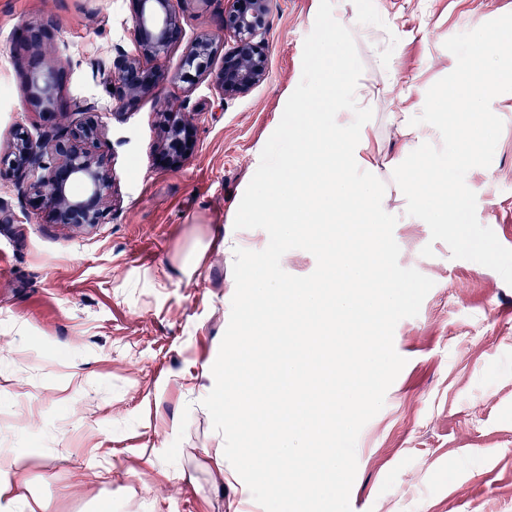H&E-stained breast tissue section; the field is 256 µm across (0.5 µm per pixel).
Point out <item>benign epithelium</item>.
I'll return each mask as SVG.
<instances>
[{"label": "benign epithelium", "mask_w": 512, "mask_h": 512, "mask_svg": "<svg viewBox=\"0 0 512 512\" xmlns=\"http://www.w3.org/2000/svg\"><path fill=\"white\" fill-rule=\"evenodd\" d=\"M198 0H135L131 19L134 51L115 50L109 72L112 118L122 122L155 85L158 72L152 63L166 56L182 39L181 12ZM224 10V31L232 43L224 49V63L216 81L220 100L249 93L268 77L269 22L272 0H229ZM212 51L209 38L187 42L183 51L182 78L190 80L208 71ZM26 97L43 106L46 129L38 139L23 130L13 134L9 150L0 154V174L29 173L34 206L49 222L83 232L102 223L112 197V165L109 157L91 146L105 126L95 107L81 104L63 125L55 111L57 81L54 70L34 68ZM162 160L178 165L193 148V130L187 112L163 114ZM79 186L76 193L73 188Z\"/></svg>", "instance_id": "7a95c632"}]
</instances>
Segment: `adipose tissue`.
<instances>
[{"label":"adipose tissue","instance_id":"1","mask_svg":"<svg viewBox=\"0 0 512 512\" xmlns=\"http://www.w3.org/2000/svg\"><path fill=\"white\" fill-rule=\"evenodd\" d=\"M463 83L474 99H488L501 87H512V55L496 66L470 61ZM458 85L449 84L438 107L418 95L414 79L399 71L376 92L357 80L343 53H333L329 68L313 66L309 85L291 106L285 131L289 147L269 159L253 190L248 223L277 225L284 239L321 224L334 231L327 255L336 286L332 295L320 288L288 287L278 264L262 250L255 251L246 276L233 282L234 287L249 289L257 320L237 338L238 359L225 395L250 411L255 433L268 435L260 451L263 467L255 476L280 500H306L311 483L299 479L298 473L309 441L327 428L348 427L367 404L366 374L377 349L373 333L397 302L396 269L379 237L381 225L391 221L374 179L383 146L367 112L378 95L403 105L392 116L399 153L389 164L399 173L397 197L417 205L416 211L405 212L404 223L450 224L455 181L447 165L435 159V139L449 134L458 144H467L491 125L488 111L468 107ZM327 89L333 92V104L325 116L314 105ZM289 310L308 321L300 335L305 349L315 340L324 351L332 345L328 331L318 324L321 315L345 324L343 354L320 373L324 379L337 371L346 376L343 395L331 398L317 388L308 394L293 392L304 368L290 359L277 362L272 377L257 380L259 353L282 336L279 318ZM29 455L25 448H0V512H52L49 500L30 499L17 491Z\"/></svg>","mask_w":512,"mask_h":512}]
</instances>
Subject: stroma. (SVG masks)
<instances>
[{
  "label": "stroma",
  "mask_w": 512,
  "mask_h": 512,
  "mask_svg": "<svg viewBox=\"0 0 512 512\" xmlns=\"http://www.w3.org/2000/svg\"><path fill=\"white\" fill-rule=\"evenodd\" d=\"M226 0L184 12L185 40L214 39L224 60ZM133 0H0V148L16 129L44 123L24 97L38 27L56 54L57 107L95 102L99 152L112 159L103 224L75 234L28 205L24 176L0 178V448L31 456L21 493L53 512H263L250 490L208 454L220 434L203 399L228 326L229 283L253 260L221 247L231 235L265 245L285 281L330 288L309 231L280 240L246 224L250 192L283 145L282 125L318 51L325 23L343 16L390 34L345 53L357 76L382 87L379 53L432 96L475 57L490 29L512 33V0H273L269 73L220 103L210 78L180 79L182 47L125 121L108 110L105 68L131 48ZM490 130L469 146L453 138L436 156L454 174V223L399 224V263L432 279L420 312L398 322L406 364L382 410L361 430L351 512H512V91L484 101ZM189 112L194 149L179 165L157 157L160 113ZM36 426L18 433L15 415Z\"/></svg>",
  "instance_id": "stroma-1"
}]
</instances>
